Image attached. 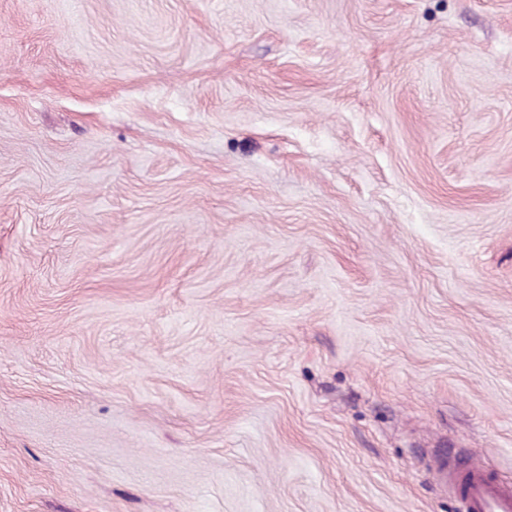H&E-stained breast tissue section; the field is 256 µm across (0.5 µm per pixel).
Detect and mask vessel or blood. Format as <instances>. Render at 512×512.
I'll return each mask as SVG.
<instances>
[{
  "label": "vessel or blood",
  "mask_w": 512,
  "mask_h": 512,
  "mask_svg": "<svg viewBox=\"0 0 512 512\" xmlns=\"http://www.w3.org/2000/svg\"><path fill=\"white\" fill-rule=\"evenodd\" d=\"M434 463L462 506V512H512V485L498 475L466 462L462 455L439 448Z\"/></svg>",
  "instance_id": "b4317fda"
}]
</instances>
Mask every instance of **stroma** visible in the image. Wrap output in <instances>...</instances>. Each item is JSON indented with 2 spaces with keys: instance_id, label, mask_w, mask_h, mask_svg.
Returning <instances> with one entry per match:
<instances>
[{
  "instance_id": "stroma-1",
  "label": "stroma",
  "mask_w": 512,
  "mask_h": 512,
  "mask_svg": "<svg viewBox=\"0 0 512 512\" xmlns=\"http://www.w3.org/2000/svg\"><path fill=\"white\" fill-rule=\"evenodd\" d=\"M512 482V0H0V512H457ZM462 506L461 512H512V485L466 462L462 455L437 448L433 457Z\"/></svg>"
}]
</instances>
